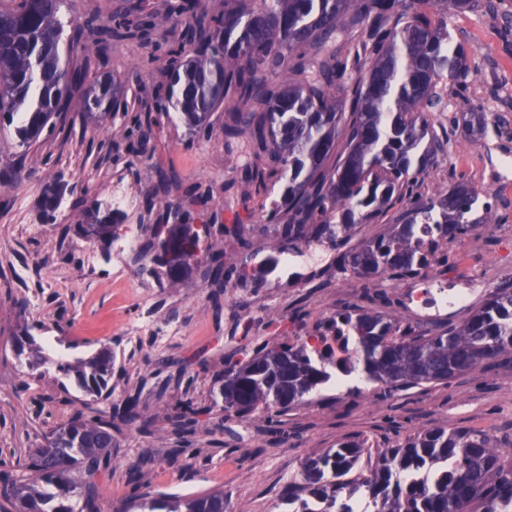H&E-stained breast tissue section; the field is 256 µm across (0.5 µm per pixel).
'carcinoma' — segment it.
<instances>
[{
	"label": "carcinoma",
	"instance_id": "cac0c4a2",
	"mask_svg": "<svg viewBox=\"0 0 512 512\" xmlns=\"http://www.w3.org/2000/svg\"><path fill=\"white\" fill-rule=\"evenodd\" d=\"M61 0H7L0 3V123L14 126L20 147L55 129L65 110L93 119L119 110L124 86L114 77L87 80L88 68L61 62ZM495 0H224L214 13L207 0H169L168 16L186 21L184 34L167 51L166 84L157 111L177 109L198 129L212 126L224 111V135L245 139L266 166L248 165L224 193L247 203L253 191L288 170V185L264 208L274 225L269 247L284 253L302 243L328 239L344 243L358 224H367L406 202L399 223L354 245L338 257L339 268L363 279H394L436 273L448 266L437 252L472 231L469 219L479 206L492 205L469 183L459 181L431 195L418 191V176L432 167L446 142L429 133L428 112L443 107L442 82H465L468 51L452 46L448 14ZM146 0H128L113 26L97 27L98 51L107 39L144 40L156 29ZM236 39H231V36ZM194 56L184 55V44ZM427 144H422L425 138ZM66 186L45 183L39 204L56 209ZM234 232L243 252L251 250L244 225L205 231L207 251L218 267L206 276L227 286L247 278V260L226 267L223 242ZM198 246L189 224L158 229V253L151 262L173 274L164 233ZM369 306L348 307L331 318L354 347L344 369L358 370L388 393L447 382L485 360L512 361V283L494 289L458 325H417L400 329L387 309L385 291L367 295ZM224 357V418L249 419L261 413L267 432L277 433L280 416L328 383L336 359L325 346L294 337ZM59 373L75 375L80 389L96 396L112 380V352L103 350L77 366L60 362ZM181 439L165 459L195 454L190 437L210 424L212 408L178 402L167 415ZM130 426L153 434L154 418L128 398L121 413H75L42 448L34 449L20 474L0 470V512H102L99 458L112 469V432ZM366 442L342 440L308 457L302 478L288 485L284 512H512V468L501 465L493 439L484 430L429 429L396 448L383 450L368 470L361 458ZM155 462L147 449L130 473L132 493L124 512H224V491L203 495L140 492L143 468Z\"/></svg>",
	"mask_w": 512,
	"mask_h": 512
}]
</instances>
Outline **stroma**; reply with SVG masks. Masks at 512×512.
Masks as SVG:
<instances>
[{"instance_id": "stroma-1", "label": "stroma", "mask_w": 512, "mask_h": 512, "mask_svg": "<svg viewBox=\"0 0 512 512\" xmlns=\"http://www.w3.org/2000/svg\"><path fill=\"white\" fill-rule=\"evenodd\" d=\"M157 15L159 31L152 41L111 43L101 55L85 59L81 45L62 40V56L70 65L89 63L91 73L111 74L125 84V106L91 123L69 113L64 130L43 134L24 149L15 145L13 131L0 129V175L10 172L18 155H25V176L0 182V462L21 467L33 448L44 444L75 411L110 410L127 396L155 417V433L145 436L130 429L119 434L112 451V474L101 493L120 512L130 494L127 472L145 449L157 462L145 469L143 491L151 494L224 492L225 512H280L279 497L298 480L306 457L321 454L341 440H366L371 451L392 448L409 436L430 428L487 431L501 450L504 466H512V365L490 360L474 371L445 383L427 384L385 395L381 384L359 381L355 391L321 386L307 402L282 417L284 436L266 433L262 415L240 420L225 418L217 404L223 384L225 354L244 346L246 339L273 340L269 315L289 314L300 305L312 321L337 310L361 304L365 288L383 289L396 304L392 318L400 325L418 317L404 298L410 281L384 278L363 280L337 272L335 249L321 244L329 262L305 265L302 276L289 278L282 270L250 265L247 281L227 288L220 305L198 273L178 287H168L163 272H150L130 256L115 257L112 236L87 240L71 230L86 221L87 211L110 210L112 179L134 188L137 201L119 211L120 230L137 227L138 242L150 236L146 199L156 211L179 210L181 220L195 230L239 209L224 193V183L236 177L254 156L245 142H227L224 115L215 113L205 131L187 128L180 113L156 111L155 91L167 63V0H148ZM125 0H65L61 19L65 30L84 25L90 16L106 23ZM501 16L481 9L448 17L451 41L469 52L472 72L465 85L448 82L441 93L446 111L428 115L431 129L448 139L445 153L421 182L422 193H433L458 180L489 192L495 206L491 222H483L448 248L443 283L459 284L463 271L480 273L485 286L466 308L448 315L461 323L471 307L490 291L512 280V175L497 182L487 179L489 161L512 160V30H505L504 13L512 0H503ZM462 112L485 116V132L472 136L451 119ZM151 121L145 154L130 152L138 124ZM177 177L183 186L209 185L206 205L191 203L181 192L155 194L162 177ZM61 180L67 191L51 215H44L39 196L46 181ZM26 262L34 271L25 282L13 277L15 265ZM172 327L167 343L142 335L130 338V327L142 316ZM251 320L250 334L236 329V316ZM29 334L33 347L65 353L69 360L87 358L101 349L113 356L112 387L102 396L85 394L74 380L58 384L54 374L38 377L17 360L15 338ZM180 400L213 409L209 429L193 439L196 453L183 465L169 466L162 455L170 445L167 408Z\"/></svg>"}]
</instances>
